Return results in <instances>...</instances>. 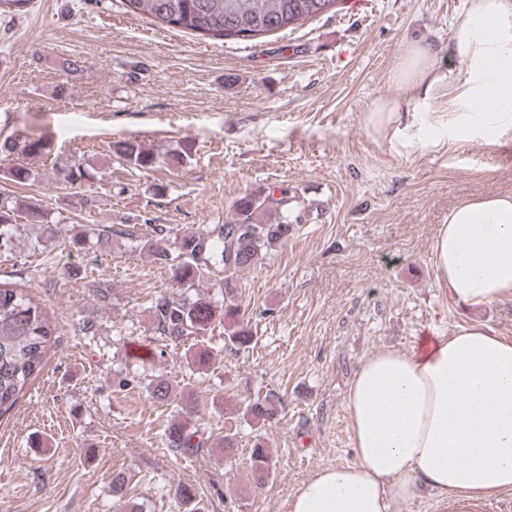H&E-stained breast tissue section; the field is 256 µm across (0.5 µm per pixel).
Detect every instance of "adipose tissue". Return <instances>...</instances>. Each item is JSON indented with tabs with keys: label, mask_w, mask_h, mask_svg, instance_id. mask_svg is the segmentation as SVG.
Listing matches in <instances>:
<instances>
[{
	"label": "adipose tissue",
	"mask_w": 512,
	"mask_h": 512,
	"mask_svg": "<svg viewBox=\"0 0 512 512\" xmlns=\"http://www.w3.org/2000/svg\"><path fill=\"white\" fill-rule=\"evenodd\" d=\"M451 39L460 73L435 66L425 38L404 42L393 94L362 118L375 139L414 151L512 133V0H463ZM432 251L453 299L475 309L512 300V194L457 204ZM346 408L354 461L317 470L290 494L288 512H396L426 492L474 512L512 492V339L484 324L417 351L369 355Z\"/></svg>",
	"instance_id": "obj_1"
}]
</instances>
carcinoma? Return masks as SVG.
Listing matches in <instances>:
<instances>
[{
	"mask_svg": "<svg viewBox=\"0 0 512 512\" xmlns=\"http://www.w3.org/2000/svg\"><path fill=\"white\" fill-rule=\"evenodd\" d=\"M325 0H121L125 12L147 16L160 28L186 30L212 38L260 37L293 31L299 22L318 16ZM30 0H0V16L12 19L27 12ZM113 152L130 167L149 172L160 165L159 156L143 143L128 138L114 142ZM51 140L26 133L0 138V176L24 184L34 178L27 160L53 153ZM66 180L86 189L88 203L92 176L76 159L64 167ZM288 191L274 200L262 193L245 195L234 205L235 217L177 237L164 247L146 241L155 261L169 269L172 280L184 287L175 296L162 295L151 302L161 334L173 342L190 341L192 366L207 372L215 365L210 346L215 325L224 328V347L244 351L254 340L244 323L241 305L235 296L233 275L255 265L277 244L288 241L299 217L286 209ZM51 213L40 205L0 193V258L12 256L30 224H49ZM234 251L233 266L224 270L221 296L198 288L215 266L224 265L225 254ZM52 317L40 300L24 286L0 281V416L10 412L33 378L43 369L46 354L55 335ZM149 397L167 403L172 397L170 382L157 376L146 386ZM242 417L249 422L266 421L274 416L267 398L242 400ZM170 452L189 456L204 447V433L189 422L173 424L165 434ZM250 467L258 483L272 472V459L257 442L251 450ZM181 512H200L199 501L188 487L176 489Z\"/></svg>",
	"mask_w": 512,
	"mask_h": 512,
	"instance_id": "obj_1",
	"label": "carcinoma"
}]
</instances>
